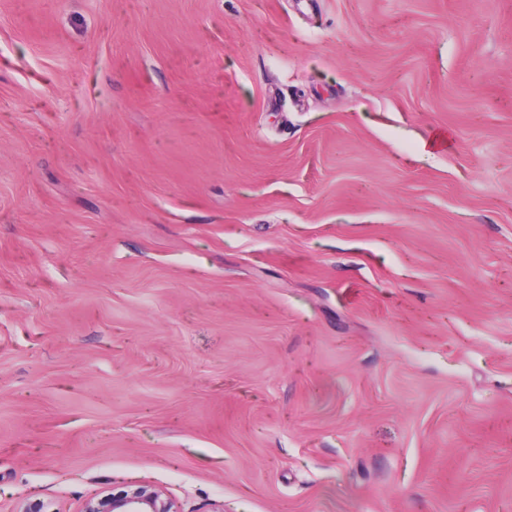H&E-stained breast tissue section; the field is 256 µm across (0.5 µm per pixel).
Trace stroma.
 Here are the masks:
<instances>
[{
	"instance_id": "35a3bbf8",
	"label": "stroma",
	"mask_w": 512,
	"mask_h": 512,
	"mask_svg": "<svg viewBox=\"0 0 512 512\" xmlns=\"http://www.w3.org/2000/svg\"><path fill=\"white\" fill-rule=\"evenodd\" d=\"M512 512V0H0V512ZM116 493L87 498L80 512H178L174 502L161 491L145 484L126 485Z\"/></svg>"
}]
</instances>
